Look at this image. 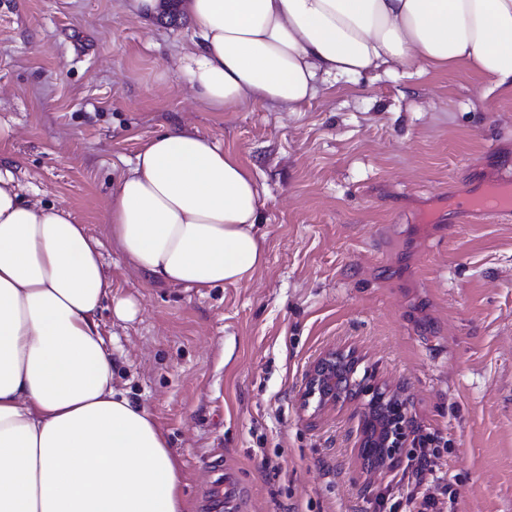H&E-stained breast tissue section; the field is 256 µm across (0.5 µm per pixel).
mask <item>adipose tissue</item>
Wrapping results in <instances>:
<instances>
[{
	"mask_svg": "<svg viewBox=\"0 0 512 512\" xmlns=\"http://www.w3.org/2000/svg\"><path fill=\"white\" fill-rule=\"evenodd\" d=\"M182 63L217 112L296 109L394 65L473 69L512 91V0H189ZM112 239L147 279L250 280L265 263L259 189L210 137L151 139L108 202ZM100 244L72 214L24 200L0 167V512H185L179 463L148 410L113 383L99 313Z\"/></svg>",
	"mask_w": 512,
	"mask_h": 512,
	"instance_id": "ef3b65f1",
	"label": "adipose tissue"
}]
</instances>
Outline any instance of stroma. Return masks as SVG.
I'll list each match as a JSON object with an SVG mask.
<instances>
[{
    "mask_svg": "<svg viewBox=\"0 0 512 512\" xmlns=\"http://www.w3.org/2000/svg\"><path fill=\"white\" fill-rule=\"evenodd\" d=\"M194 40L187 14L146 23L127 0H0V164L99 241L115 380L177 453L187 512H406L418 484L440 512H512V215L455 204L512 181V92L397 65L295 112H216L180 69ZM178 128L256 180L266 262L250 281L155 283L112 241L113 188ZM124 299L133 320L112 312ZM344 347L408 407L413 442L377 477L353 449L359 402L299 401L313 361ZM420 436L437 446L421 470Z\"/></svg>",
    "mask_w": 512,
    "mask_h": 512,
    "instance_id": "1",
    "label": "stroma"
}]
</instances>
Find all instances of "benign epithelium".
<instances>
[{
    "mask_svg": "<svg viewBox=\"0 0 512 512\" xmlns=\"http://www.w3.org/2000/svg\"><path fill=\"white\" fill-rule=\"evenodd\" d=\"M360 358L353 349H330L308 369L301 390L302 406L320 413L360 401L359 448H374L379 459L368 465L385 473L395 465L409 437L406 403L381 383L357 377Z\"/></svg>",
    "mask_w": 512,
    "mask_h": 512,
    "instance_id": "7a95c632",
    "label": "benign epithelium"
}]
</instances>
